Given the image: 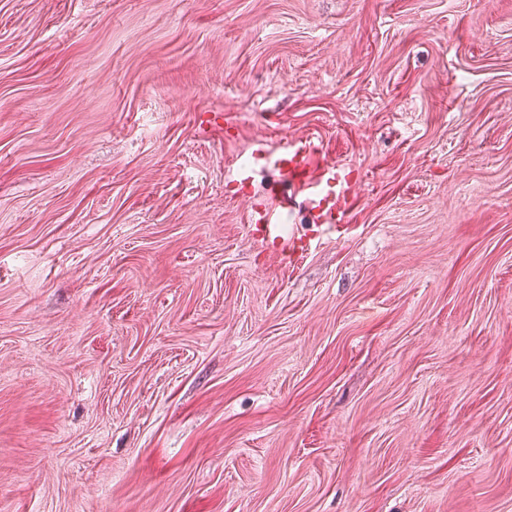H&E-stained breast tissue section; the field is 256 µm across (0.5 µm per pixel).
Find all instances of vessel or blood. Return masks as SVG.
Wrapping results in <instances>:
<instances>
[{
    "mask_svg": "<svg viewBox=\"0 0 512 512\" xmlns=\"http://www.w3.org/2000/svg\"><path fill=\"white\" fill-rule=\"evenodd\" d=\"M251 156L278 170L282 179L255 204L248 219L250 232L267 249L283 256L290 267H297L308 248L301 237L285 234L283 230L285 190L304 193L314 204L313 222L332 231L346 221L354 176L308 137L295 138L276 151L265 140L258 139L251 145Z\"/></svg>",
    "mask_w": 512,
    "mask_h": 512,
    "instance_id": "b4317fda",
    "label": "vessel or blood"
}]
</instances>
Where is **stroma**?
Returning <instances> with one entry per match:
<instances>
[{
    "label": "stroma",
    "mask_w": 512,
    "mask_h": 512,
    "mask_svg": "<svg viewBox=\"0 0 512 512\" xmlns=\"http://www.w3.org/2000/svg\"><path fill=\"white\" fill-rule=\"evenodd\" d=\"M0 512H512V0H0ZM251 158L262 160L278 170L282 181L275 182L265 197L255 203L248 226L252 236L267 249L284 257L288 269L294 270L309 250L304 239L286 235L281 224L285 188L299 190L314 202L312 222L335 231L345 224L351 207L352 186L356 179L351 170L338 164L309 137H298L280 150L273 151L263 139L251 145ZM326 187L334 188L325 192Z\"/></svg>",
    "instance_id": "stroma-1"
}]
</instances>
